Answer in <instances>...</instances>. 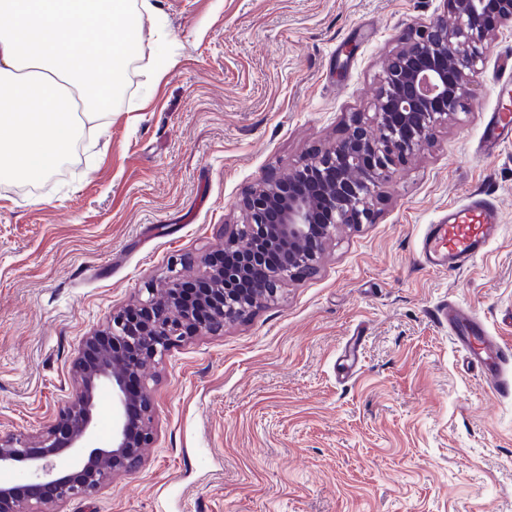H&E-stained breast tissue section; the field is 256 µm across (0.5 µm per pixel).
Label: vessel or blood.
<instances>
[{"label":"vessel or blood","mask_w":512,"mask_h":512,"mask_svg":"<svg viewBox=\"0 0 512 512\" xmlns=\"http://www.w3.org/2000/svg\"><path fill=\"white\" fill-rule=\"evenodd\" d=\"M512 144V116L491 112L485 123L480 153L492 156ZM501 216L484 193H473L462 204L449 205L437 223L429 225L422 242L427 267L462 268L482 254L495 236ZM448 332L468 364L476 366L489 389L497 396H512V378L505 367L512 363V348L489 336L480 318L455 305L442 312Z\"/></svg>","instance_id":"b4317fda"}]
</instances>
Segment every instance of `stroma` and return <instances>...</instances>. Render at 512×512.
Returning <instances> with one entry per match:
<instances>
[{"label":"stroma","mask_w":512,"mask_h":512,"mask_svg":"<svg viewBox=\"0 0 512 512\" xmlns=\"http://www.w3.org/2000/svg\"><path fill=\"white\" fill-rule=\"evenodd\" d=\"M141 54L101 128L38 182L0 184V436L39 437L73 393L82 339L218 245L267 172L374 109L384 61L445 0H151ZM495 27L467 107L396 166L372 223L337 232L276 301L147 370L154 440L135 471L52 512H512V397L466 365L436 310L512 340V147L479 159ZM502 224L462 269L420 241L450 203ZM357 371L339 382L347 339Z\"/></svg>","instance_id":"stroma-1"}]
</instances>
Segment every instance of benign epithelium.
I'll list each match as a JSON object with an SVG mask.
<instances>
[{"instance_id": "7a95c632", "label": "benign epithelium", "mask_w": 512, "mask_h": 512, "mask_svg": "<svg viewBox=\"0 0 512 512\" xmlns=\"http://www.w3.org/2000/svg\"><path fill=\"white\" fill-rule=\"evenodd\" d=\"M456 23L442 18L408 29L400 49L385 60L367 120L350 123L344 135L317 151L301 168L268 173L243 198V224L224 235V244L201 261L195 280L210 284L194 301L183 298L189 283L173 277L149 291L133 308L112 314L104 334L110 344L89 362L74 365V392L47 428L38 446L22 436L0 437V468L21 467L30 479L28 494L0 486V512H43L49 502L90 497L116 472L142 463V448L153 436L152 400L142 371L151 361L196 335L219 334L224 323L273 300L290 278L317 271L323 245L342 227L373 220L374 204L389 167L431 144L436 132L463 108L469 77L486 52L491 19L485 0H447ZM302 183L300 190L284 188ZM283 249L273 266L268 253ZM200 307L210 317L195 320ZM112 395V445L88 447L94 427L95 396ZM67 452L69 465L55 469L52 457Z\"/></svg>"}]
</instances>
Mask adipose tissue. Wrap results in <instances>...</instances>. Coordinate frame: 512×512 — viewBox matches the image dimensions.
I'll use <instances>...</instances> for the list:
<instances>
[{"label": "adipose tissue", "mask_w": 512, "mask_h": 512, "mask_svg": "<svg viewBox=\"0 0 512 512\" xmlns=\"http://www.w3.org/2000/svg\"><path fill=\"white\" fill-rule=\"evenodd\" d=\"M149 0H0V182L39 181L108 116ZM101 31L82 41L87 30Z\"/></svg>", "instance_id": "1"}]
</instances>
